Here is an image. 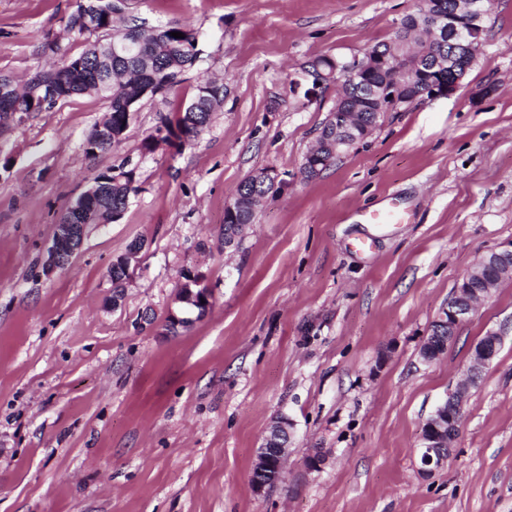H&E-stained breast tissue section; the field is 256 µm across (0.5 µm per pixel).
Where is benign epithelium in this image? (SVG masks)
Returning <instances> with one entry per match:
<instances>
[{"label":"benign epithelium","instance_id":"obj_1","mask_svg":"<svg viewBox=\"0 0 512 512\" xmlns=\"http://www.w3.org/2000/svg\"><path fill=\"white\" fill-rule=\"evenodd\" d=\"M458 7L454 13L443 17L435 12L430 14L431 37L442 40L448 37V45L452 46L448 55L437 58L442 67L448 68L452 76L448 82L439 84L430 79L419 80L416 69L409 63V56L396 54L389 61L392 82L378 89L368 90L367 100L377 106L379 114L393 111L403 100L404 91L411 83L421 87L420 96L434 100L453 95L460 87L461 81L472 67L485 33V12L483 0H457ZM365 65L361 61L336 64V82L347 78L356 80L362 77ZM333 111L339 117L336 124V147L349 143L350 115L344 112L343 100L336 98ZM87 225L59 222L50 244L45 250V265L48 269L63 268L77 254L84 237ZM464 302L456 306L442 308L433 321L429 334L421 345V356L426 362H433L441 356V350L446 348L454 338L458 326L475 310L477 304L492 295L493 289L464 288ZM501 332L490 330L485 338L477 343L472 351L471 363L464 370L462 378L450 388L446 397L436 406L427 418L421 435V463L423 472L430 473L440 467L453 451L451 441L459 430V421L453 414L446 411V405L453 403L458 408H464L471 388L482 379V373L492 363L498 354V339ZM292 436V423L286 418H279L269 428L253 468V488L261 492L275 485L281 479L284 465L285 448H273L271 442L289 440Z\"/></svg>","mask_w":512,"mask_h":512}]
</instances>
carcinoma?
I'll list each match as a JSON object with an SVG mask.
<instances>
[{"instance_id": "cac0c4a2", "label": "carcinoma", "mask_w": 512, "mask_h": 512, "mask_svg": "<svg viewBox=\"0 0 512 512\" xmlns=\"http://www.w3.org/2000/svg\"><path fill=\"white\" fill-rule=\"evenodd\" d=\"M421 11L419 7L415 13L403 19L393 40L377 43L365 53L364 60L370 62L364 73L367 85H377L382 81V65L392 53L401 50L410 39L416 43L421 40L422 29L418 28V24L422 23ZM123 12L124 0H105L101 3V9L95 13L84 9L81 0H76L75 9L65 20L67 31L79 36L102 33L104 37L88 43L75 56L69 55L55 41L46 43L44 49L56 55L57 60L49 68L32 72L24 87L12 99L15 120L21 122L35 112L54 107L52 103H41L39 96L44 87H59L63 102L90 88L99 91V95L109 101L105 122L112 126V131L120 133L127 128L122 100L139 95L146 99L152 98L158 91L165 95L179 85L184 74L196 64L192 47L197 32L181 24H167L158 28L155 35L147 36L144 24L123 17ZM172 32H180L183 37L174 38L170 36ZM117 41L128 42L129 49L125 52L114 51L112 43ZM216 111L211 100L194 93L187 105L174 116H161L155 135L145 143L144 148L153 150L159 139L169 143L174 139L185 142L196 137L210 124L212 114ZM335 129L334 117L321 128L320 155L305 158L302 166L306 177L317 176L335 160L331 153V147L336 142L333 137ZM93 187V193L74 202L77 210L67 211V217L76 224L88 217L112 222V211L125 210L131 195L139 191L134 170L123 168L117 173L112 168L99 173ZM236 193L243 198L242 207L233 213L227 211L224 215V238L230 241L239 234V226L254 223L258 210L254 209L253 198H273L279 189L272 185L257 187L245 179L238 184ZM109 276L112 280V299H122L127 273L120 262L112 263ZM183 279L190 283L191 289L180 291L187 303L178 305L176 314L179 316L184 307L201 311V298L209 294L207 286L198 284V278L191 277V271L184 272Z\"/></svg>"}]
</instances>
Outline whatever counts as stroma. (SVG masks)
<instances>
[{
    "label": "stroma",
    "instance_id": "stroma-1",
    "mask_svg": "<svg viewBox=\"0 0 512 512\" xmlns=\"http://www.w3.org/2000/svg\"><path fill=\"white\" fill-rule=\"evenodd\" d=\"M75 0H0V73L16 79L84 39ZM418 0H127L146 25L200 33L197 65L143 100L124 138L88 158L107 111L83 94L0 131V512H512V278L445 353L420 346L467 269L512 244V0H491L484 42L450 97L385 113L318 176L303 159L336 102L313 62L350 63L389 40ZM224 99L189 143L146 151L160 116L201 78ZM140 187L90 227L72 262L44 267L68 204L108 168ZM287 184L224 246V212L258 169ZM401 224H368L387 204ZM369 238L370 251L358 250ZM135 241L119 308L108 270ZM212 292L170 334L184 271ZM495 329L454 451L420 473L426 418ZM294 423L282 479L255 493L257 449ZM322 453L317 468L308 456Z\"/></svg>",
    "mask_w": 512,
    "mask_h": 512
}]
</instances>
